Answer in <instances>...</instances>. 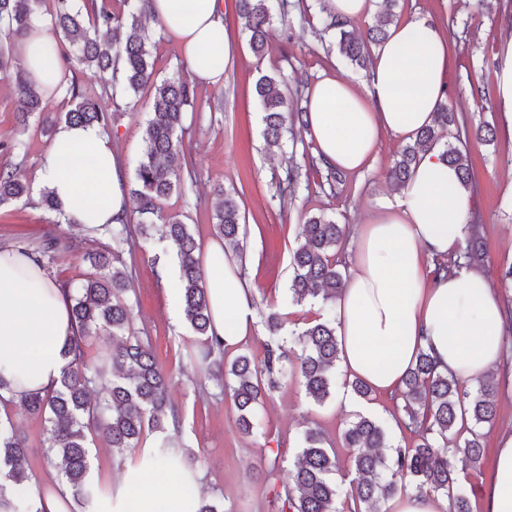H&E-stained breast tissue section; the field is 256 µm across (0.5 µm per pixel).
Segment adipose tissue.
I'll list each match as a JSON object with an SVG mask.
<instances>
[{"instance_id":"adipose-tissue-1","label":"adipose tissue","mask_w":512,"mask_h":512,"mask_svg":"<svg viewBox=\"0 0 512 512\" xmlns=\"http://www.w3.org/2000/svg\"><path fill=\"white\" fill-rule=\"evenodd\" d=\"M148 12L179 45L194 80L217 84L230 58L223 0H150ZM57 42L50 21L35 24L16 44L26 70H58L46 49ZM448 39L435 24L410 19L389 28L375 51L369 78L355 84L325 71L307 89L305 132L326 166L356 171L370 166L382 134L411 140L432 123L447 92ZM493 103L512 134V37L497 56ZM37 180L56 197L63 217L82 228L120 223L128 211L123 167L112 139L99 126L60 125ZM469 194L440 150L423 154L395 205L356 229L355 255L336 301V336L343 370L380 393L402 388L419 349L442 372L471 384L491 375L512 393V356L504 330L512 308L481 271L451 268L428 275L429 258L456 259L469 233ZM205 287L211 335L233 348L254 332L255 310L240 266L214 240L205 249ZM68 292L15 248L0 249V383L21 398L58 386L76 334ZM167 495L132 488L135 503L155 512H190L177 477L165 476ZM482 512H512V431L497 438L495 475Z\"/></svg>"}]
</instances>
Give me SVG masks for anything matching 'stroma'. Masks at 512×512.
<instances>
[{"mask_svg": "<svg viewBox=\"0 0 512 512\" xmlns=\"http://www.w3.org/2000/svg\"><path fill=\"white\" fill-rule=\"evenodd\" d=\"M310 0H289L285 23L275 26V37L264 57H256L236 17L233 0H224V24L230 35L231 60L219 84L197 86V108L189 113L191 125L189 158L196 178L191 193L172 194L163 203L165 212L189 224L199 245L214 240L212 215L218 202L216 186L238 193L242 222L246 226V259L241 267L244 280L255 290V308L265 312L276 306L286 316L284 332L292 334L313 321L324 307L321 302L293 304L288 299L291 277L290 253L298 241L302 217L320 212L349 226L366 223L373 214L395 204L398 190L387 180L401 139L384 134L375 161L359 173H346L345 183L335 194L323 192L324 165L310 166L317 146L303 132L283 147H267L261 135V115L253 92L260 75L274 72L287 77L289 103L306 102V88L325 69L342 66L347 77L361 83L365 70L345 65L337 47L320 39L317 11ZM399 19H420L438 24L449 41L447 99L455 112L471 126L496 128L494 141L471 140L468 149L474 163L477 189L470 195L471 221L478 224L487 242L483 273L503 301L512 303V282L504 271L512 266V140L499 129L500 117L493 104L495 56L503 38L512 35V0H399ZM13 96L0 81V140L22 136L28 146L23 175L31 187V198L0 209V247L33 249L40 241L57 237L76 243V250L60 253L47 273L60 284L78 285L90 273L82 259L93 243L64 223H53L38 204L41 188L37 170L50 142L42 122L30 121L17 133ZM146 112L119 102L111 114V133L123 162H131L140 143ZM293 153L301 178L287 209H279L275 198L276 177L285 153ZM160 244L136 241L133 290L126 299L133 310L135 329H148L160 360L173 361L193 335L185 322L169 316L172 289L156 274ZM345 373H338L335 395L318 405L306 397L298 377L287 372L279 388L265 401L252 434L242 433L236 423L237 410L216 382L184 366L170 384L171 399L183 416L182 437L197 453L194 468L200 496L218 501L224 512H276L267 477L270 439L284 441L287 451L280 463L281 478H288L297 455L301 433L318 427L331 438H339L355 415L372 417L390 428L394 443L410 444V436L394 427L400 409L396 398L373 393L370 399L343 404ZM497 418L485 427L482 465L465 490L472 512H481L483 493L494 474L497 436L512 428V398L504 390L495 393ZM11 418L27 441L26 467L35 479L60 476L59 468L44 459V425L27 417L19 403L0 405V418ZM156 437L145 434L139 448L117 455L104 437L91 446V475L101 485L121 483L128 488L142 457L154 451Z\"/></svg>", "mask_w": 512, "mask_h": 512, "instance_id": "35a3bbf8", "label": "stroma"}]
</instances>
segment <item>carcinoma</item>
I'll use <instances>...</instances> for the list:
<instances>
[{"instance_id":"1","label":"carcinoma","mask_w":512,"mask_h":512,"mask_svg":"<svg viewBox=\"0 0 512 512\" xmlns=\"http://www.w3.org/2000/svg\"><path fill=\"white\" fill-rule=\"evenodd\" d=\"M50 20L60 35V84L68 108L51 112L41 92V84L18 62L11 45H0V80L8 83L15 99V122L25 129L29 118L43 116L52 132L62 123L97 125L109 131L110 105L119 99L137 98L145 90L151 94L144 106L150 112L142 130V150L136 161L135 211L125 221L94 228L89 233L106 236L109 242L83 255L94 270L72 289V315L77 336L69 345L72 359L57 388L44 394L31 393L20 400L24 411L45 423L46 461L61 459L62 481L71 490L75 503L94 509L112 497V490L95 483L90 474V440L103 435L118 453L139 447L145 430L157 434L158 449L141 460V467L177 473L185 490L197 480L185 466L177 449L186 447L181 438L182 416L170 399L171 374L159 362L150 337L131 328L132 309L120 294L130 290L125 247L136 237L150 238L160 232V240L174 249L180 260L179 281L183 293L184 319L196 336L185 345L186 355L199 371L216 381L232 399L238 412L239 429L248 433L268 392L278 386L283 362L291 345H298L296 371L305 394L314 403L324 404L335 385L339 348L336 321L315 320L290 342L282 335L283 315L268 312L264 326L268 339L260 357L241 353L224 362V344L209 335L211 316L204 288L199 244L190 226L163 210V201L178 192L193 191L186 181V127L184 116L195 110L196 86L182 74L158 79L155 70L157 42L151 40L147 23L148 0H54ZM324 29L337 31V46L344 60L367 67L369 47L381 45L388 28L395 23L397 0H381L375 23L363 36L348 30L350 23L338 22L329 13L326 0H317ZM42 0H0V34L16 40L41 18ZM287 0H235V12L248 34L253 53L263 56L269 48L277 21L287 13ZM93 71L100 80V92L81 86L77 73ZM283 74L263 75L254 93L261 112L262 135L269 146H280L288 123H303L304 110L289 108L280 90ZM468 133L465 121L448 106L440 104L432 125L403 146L388 171L401 187L411 177L420 153L433 148L459 172L460 186L467 190L474 172L467 152L444 132ZM27 155L26 143L15 137L0 142V207L26 202L30 186L14 157ZM220 201L214 212L215 235L224 243V254H243L245 232L240 206L235 196L218 186ZM348 227L320 213L302 220L300 243L290 254L292 275L288 288L291 302L314 300L335 303L343 274L336 254L342 249ZM69 244L49 238L33 251L36 260L48 267ZM486 242L479 229L466 240L454 265L478 267L484 260ZM112 337L111 374L91 369L86 344L98 335ZM496 384L488 377L473 391L461 389L457 379L437 370L431 354L419 351L403 381V417L396 420L415 436L412 448L393 445L385 426L359 415L340 435L341 447L348 450L354 477L350 490L341 494L334 479L338 469L336 452L326 447L327 439L317 428L302 434L300 450L289 481L273 488L278 512H381V506L398 491L409 486L419 492L448 493L449 512H471L469 498L460 478L479 470L483 456L482 428L497 417ZM26 438L8 420L0 421V512H21L31 475L24 467ZM19 485L14 498L5 494V483Z\"/></svg>"}]
</instances>
